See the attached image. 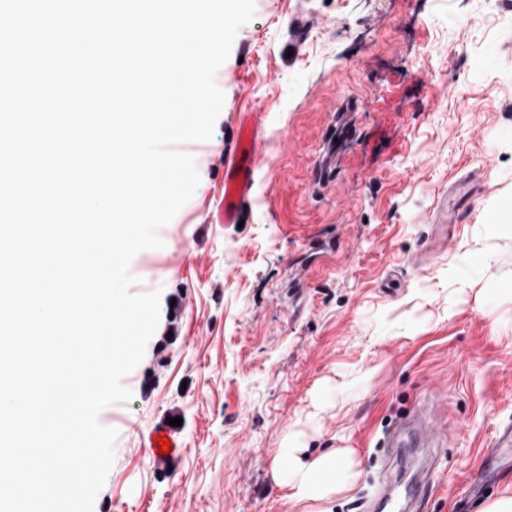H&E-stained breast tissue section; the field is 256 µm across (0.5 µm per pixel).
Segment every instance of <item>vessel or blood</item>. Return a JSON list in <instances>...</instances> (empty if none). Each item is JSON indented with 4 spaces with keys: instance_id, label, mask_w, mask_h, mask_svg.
Returning <instances> with one entry per match:
<instances>
[{
    "instance_id": "vessel-or-blood-1",
    "label": "vessel or blood",
    "mask_w": 512,
    "mask_h": 512,
    "mask_svg": "<svg viewBox=\"0 0 512 512\" xmlns=\"http://www.w3.org/2000/svg\"><path fill=\"white\" fill-rule=\"evenodd\" d=\"M259 154L258 142L251 123H240L236 129L235 149L224 162V195L217 212L219 222L233 223L240 205L248 196L256 170ZM485 187L482 178L451 184L448 192L438 203L434 221L438 224L460 223L469 208V201ZM410 431H402L400 423H393L387 431L388 447L397 449V465L411 469L412 477L405 494H397L389 483H381L377 502L381 512H418L423 498L430 487L433 465L411 467L407 450L421 445L426 447L429 457H436L440 449L446 447L448 436L433 418L430 406H423L412 414Z\"/></svg>"
}]
</instances>
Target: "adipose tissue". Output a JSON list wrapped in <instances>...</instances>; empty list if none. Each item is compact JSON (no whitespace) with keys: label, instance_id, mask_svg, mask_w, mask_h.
Here are the masks:
<instances>
[{"label":"adipose tissue","instance_id":"ef3b65f1","mask_svg":"<svg viewBox=\"0 0 512 512\" xmlns=\"http://www.w3.org/2000/svg\"><path fill=\"white\" fill-rule=\"evenodd\" d=\"M279 454L288 460L285 485L289 497L301 503L304 512H325L327 500L350 492L355 486L356 463L351 450L336 449L308 460L290 442Z\"/></svg>","mask_w":512,"mask_h":512}]
</instances>
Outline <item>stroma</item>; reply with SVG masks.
Returning a JSON list of instances; mask_svg holds the SVG:
<instances>
[{
	"label": "stroma",
	"instance_id": "obj_1",
	"mask_svg": "<svg viewBox=\"0 0 512 512\" xmlns=\"http://www.w3.org/2000/svg\"><path fill=\"white\" fill-rule=\"evenodd\" d=\"M215 80L209 140L181 144L200 183L135 255L160 291L157 330L124 379L129 402L94 512H300L278 455L353 449L332 512H372L390 420L438 397L448 433L422 512H482L512 487V0H255ZM353 103L333 179L313 170L333 112ZM260 138L239 224H220L240 114ZM486 188L458 224L442 191ZM182 418L155 459L150 432ZM484 188L485 181L479 176L448 186V194L441 196L433 223H460L468 211L470 199Z\"/></svg>",
	"mask_w": 512,
	"mask_h": 512
}]
</instances>
